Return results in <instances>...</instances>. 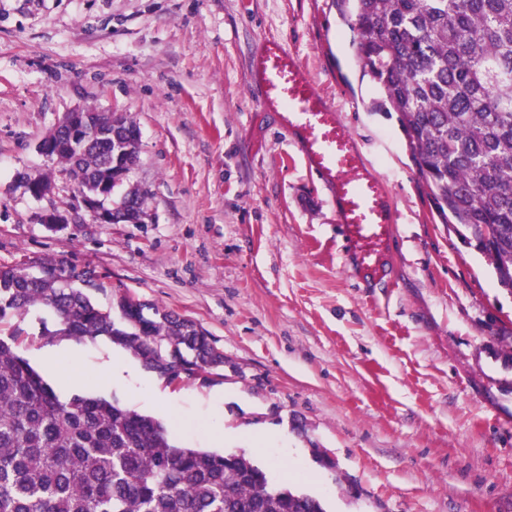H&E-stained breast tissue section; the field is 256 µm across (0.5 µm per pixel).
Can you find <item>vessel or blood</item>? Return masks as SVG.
Wrapping results in <instances>:
<instances>
[{"instance_id":"b4317fda","label":"vessel or blood","mask_w":512,"mask_h":512,"mask_svg":"<svg viewBox=\"0 0 512 512\" xmlns=\"http://www.w3.org/2000/svg\"><path fill=\"white\" fill-rule=\"evenodd\" d=\"M250 78L265 108L276 112L306 165L327 187L338 222L363 273L380 276L381 255L394 222L385 183L298 58L280 41L262 39L250 60Z\"/></svg>"}]
</instances>
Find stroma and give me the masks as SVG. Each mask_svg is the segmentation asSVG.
Returning a JSON list of instances; mask_svg holds the SVG:
<instances>
[{
  "mask_svg": "<svg viewBox=\"0 0 512 512\" xmlns=\"http://www.w3.org/2000/svg\"><path fill=\"white\" fill-rule=\"evenodd\" d=\"M353 0H0V264L66 259L122 296L175 312L224 355L221 377L83 395L175 424L208 449L207 397L272 485L325 512H512V294L428 197L396 117L357 53ZM286 44L358 141L392 202L385 278L363 287L331 196L248 79L260 39ZM76 108L140 131V224L78 208L38 142ZM50 176L51 197L16 188ZM68 223L48 228L47 208ZM45 311L0 323L35 361ZM279 430L286 447L255 446Z\"/></svg>",
  "mask_w": 512,
  "mask_h": 512,
  "instance_id": "obj_1",
  "label": "stroma"
}]
</instances>
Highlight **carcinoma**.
I'll return each mask as SVG.
<instances>
[{
    "instance_id": "1",
    "label": "carcinoma",
    "mask_w": 512,
    "mask_h": 512,
    "mask_svg": "<svg viewBox=\"0 0 512 512\" xmlns=\"http://www.w3.org/2000/svg\"><path fill=\"white\" fill-rule=\"evenodd\" d=\"M364 69L382 91L445 223L469 230L497 285L512 291V0H356ZM76 156L82 193L109 179L107 161L136 141L112 140V120ZM127 190L123 215L145 214ZM85 272L64 260L0 265V321L40 306L56 320L41 336L108 337L169 382L184 366L224 358L209 334L124 297L120 316L96 304ZM0 512H324L313 497L269 483L243 454L176 445L162 424L102 398L63 400L0 337Z\"/></svg>"
}]
</instances>
